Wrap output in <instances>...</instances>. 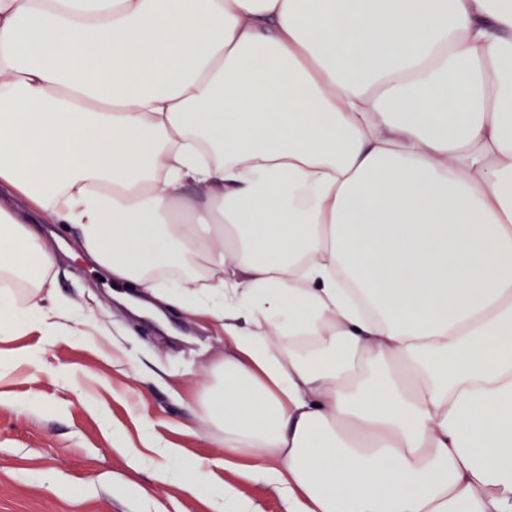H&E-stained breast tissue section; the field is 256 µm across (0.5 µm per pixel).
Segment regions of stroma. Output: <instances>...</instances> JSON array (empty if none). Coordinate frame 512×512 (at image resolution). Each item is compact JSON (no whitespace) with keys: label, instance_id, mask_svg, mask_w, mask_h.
<instances>
[{"label":"stroma","instance_id":"35a3bbf8","mask_svg":"<svg viewBox=\"0 0 512 512\" xmlns=\"http://www.w3.org/2000/svg\"><path fill=\"white\" fill-rule=\"evenodd\" d=\"M43 233L56 255L44 290L69 331L0 335V512H215L224 483L262 512H283L270 488L225 470L223 434L199 404L224 360L223 333L157 298L165 325L143 321L84 262L74 225ZM148 439L210 464L215 483L182 489L163 476L176 460L157 455L131 465L130 449Z\"/></svg>","mask_w":512,"mask_h":512}]
</instances>
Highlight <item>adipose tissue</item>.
Segmentation results:
<instances>
[{
    "instance_id": "1",
    "label": "adipose tissue",
    "mask_w": 512,
    "mask_h": 512,
    "mask_svg": "<svg viewBox=\"0 0 512 512\" xmlns=\"http://www.w3.org/2000/svg\"><path fill=\"white\" fill-rule=\"evenodd\" d=\"M44 224L222 324L285 512H512V0H0L2 336Z\"/></svg>"
}]
</instances>
